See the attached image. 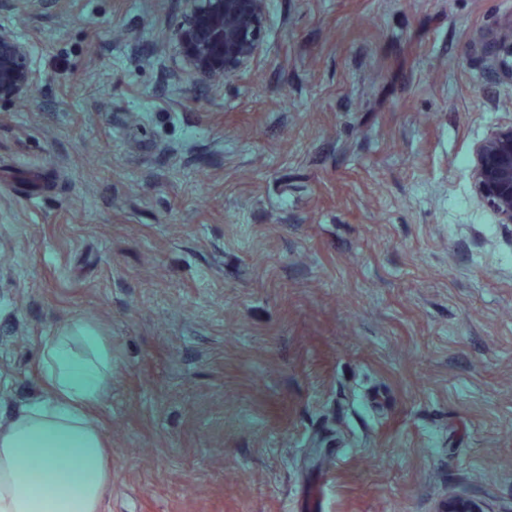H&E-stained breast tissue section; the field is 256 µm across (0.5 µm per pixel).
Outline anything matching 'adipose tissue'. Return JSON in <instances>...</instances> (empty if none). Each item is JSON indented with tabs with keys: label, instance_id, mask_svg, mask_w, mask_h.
Here are the masks:
<instances>
[{
	"label": "adipose tissue",
	"instance_id": "obj_1",
	"mask_svg": "<svg viewBox=\"0 0 512 512\" xmlns=\"http://www.w3.org/2000/svg\"><path fill=\"white\" fill-rule=\"evenodd\" d=\"M42 396L0 427V512H103L112 450L96 408L112 345L74 318L42 345Z\"/></svg>",
	"mask_w": 512,
	"mask_h": 512
}]
</instances>
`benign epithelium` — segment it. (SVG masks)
Returning <instances> with one entry per match:
<instances>
[{"mask_svg": "<svg viewBox=\"0 0 512 512\" xmlns=\"http://www.w3.org/2000/svg\"><path fill=\"white\" fill-rule=\"evenodd\" d=\"M177 37L188 49L184 66L208 87L249 69L259 58L267 34V0H181ZM500 68L512 75V17L487 44ZM36 74L28 45L0 26V105L30 99ZM477 195L499 223L512 224V122L495 126L473 153ZM442 512H486L469 498H450Z\"/></svg>", "mask_w": 512, "mask_h": 512, "instance_id": "benign-epithelium-1", "label": "benign epithelium"}]
</instances>
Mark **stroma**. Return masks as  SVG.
Masks as SVG:
<instances>
[{
	"label": "stroma",
	"instance_id": "stroma-1",
	"mask_svg": "<svg viewBox=\"0 0 512 512\" xmlns=\"http://www.w3.org/2000/svg\"><path fill=\"white\" fill-rule=\"evenodd\" d=\"M181 7L0 14L38 74L0 109V422L80 316L104 512H512V227L471 177L512 0H270L214 88Z\"/></svg>",
	"mask_w": 512,
	"mask_h": 512
}]
</instances>
